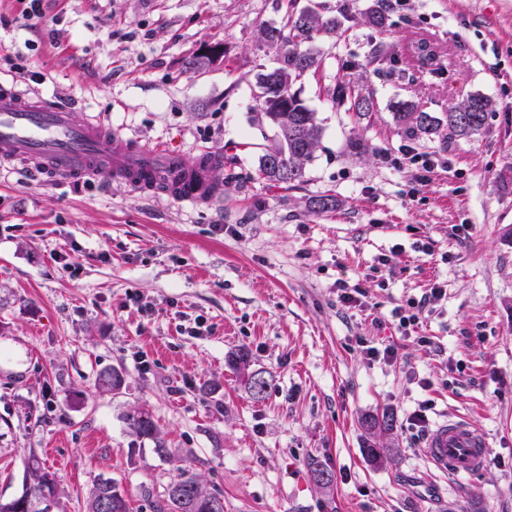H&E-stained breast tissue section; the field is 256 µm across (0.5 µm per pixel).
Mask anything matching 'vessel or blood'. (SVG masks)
<instances>
[{
  "label": "vessel or blood",
  "instance_id": "obj_1",
  "mask_svg": "<svg viewBox=\"0 0 512 512\" xmlns=\"http://www.w3.org/2000/svg\"><path fill=\"white\" fill-rule=\"evenodd\" d=\"M75 107L0 87V166L20 164L34 174L78 181L108 170L114 182L141 191L160 189L179 202H212L224 182V154L203 151L201 164H186L175 151L142 145L99 121H76ZM425 456L440 472L473 474L488 462L487 440L463 419L436 426Z\"/></svg>",
  "mask_w": 512,
  "mask_h": 512
}]
</instances>
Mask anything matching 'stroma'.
I'll list each match as a JSON object with an SVG mask.
<instances>
[{
	"label": "stroma",
	"instance_id": "stroma-1",
	"mask_svg": "<svg viewBox=\"0 0 512 512\" xmlns=\"http://www.w3.org/2000/svg\"><path fill=\"white\" fill-rule=\"evenodd\" d=\"M290 2L327 16L346 5L354 19L318 41L322 73L295 85L323 133L303 182L276 186L257 172L274 130L253 93L277 62L259 27L280 25ZM376 5L42 0L45 23L28 29V0H0V85L75 102L77 120L190 163L228 138L247 145L225 156L234 178L209 206L113 186L105 171L56 182L0 169V500L21 494L34 456L65 512H85L99 479L118 482L130 512H158L181 461L224 512H512V0H387L381 30L364 21ZM417 34L438 52L425 71L407 52ZM377 47L384 61L368 64ZM17 55L28 73L7 65ZM347 76L376 112L332 100ZM473 91L493 111L472 139H409L394 120L397 102L437 115ZM408 147L437 165L425 185L400 162ZM320 194L340 207L311 213ZM340 282L364 290L361 306L339 302ZM437 282L445 298L401 335L393 309ZM392 343L393 363L361 350ZM241 348L269 380L263 397L231 365ZM112 369L117 392L99 384ZM137 405L165 453L131 434ZM422 408L430 424L478 427L484 470L435 471L405 429ZM385 414L393 430L367 439L363 419Z\"/></svg>",
	"mask_w": 512,
	"mask_h": 512
}]
</instances>
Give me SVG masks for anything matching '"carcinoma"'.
I'll return each mask as SVG.
<instances>
[{"label":"carcinoma","mask_w":512,"mask_h":512,"mask_svg":"<svg viewBox=\"0 0 512 512\" xmlns=\"http://www.w3.org/2000/svg\"><path fill=\"white\" fill-rule=\"evenodd\" d=\"M350 18L341 13L324 16L312 7L287 14L280 27L262 28L261 39L266 45L281 51L279 65L257 75L258 93L256 109L266 114L275 129L273 144L258 156L257 171L268 182L294 184L303 181L305 163L314 154L322 134V127L315 112L299 94L292 91L294 84L307 75H317L323 65L321 52L316 48L318 36L336 37ZM333 97L349 102V111L364 116L376 108L373 95L351 80H342L334 88ZM394 119L409 136L430 137L441 128L448 136L469 138L481 132L492 112V102L482 93L466 95L448 107L440 116L419 110L411 102L393 105ZM339 205L334 194H322L311 199L316 212H332ZM128 428L139 438L155 442L156 450L165 451L160 432L151 413L145 408H135L125 415ZM367 434L374 436L393 429V420L383 416L364 423ZM44 501L58 503L54 480L46 472L32 467L31 481L21 495L7 502H0V512H42ZM161 509L168 512H224V496L207 491L201 477L193 469L180 468L177 480L164 491ZM86 512H129L127 497L117 482L111 479L97 481L89 491Z\"/></svg>","instance_id":"obj_1"}]
</instances>
